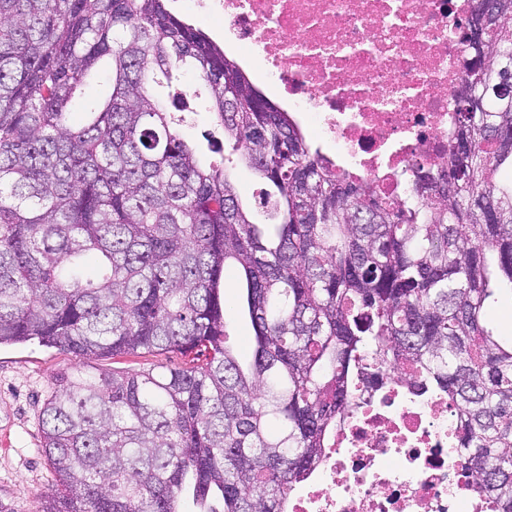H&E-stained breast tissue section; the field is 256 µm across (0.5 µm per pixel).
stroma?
<instances>
[{
  "mask_svg": "<svg viewBox=\"0 0 512 512\" xmlns=\"http://www.w3.org/2000/svg\"><path fill=\"white\" fill-rule=\"evenodd\" d=\"M73 363L35 341L0 347V512H35L52 491L40 411L52 379Z\"/></svg>",
  "mask_w": 512,
  "mask_h": 512,
  "instance_id": "obj_1",
  "label": "stroma"
}]
</instances>
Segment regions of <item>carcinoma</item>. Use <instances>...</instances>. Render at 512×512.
<instances>
[{
  "label": "carcinoma",
  "mask_w": 512,
  "mask_h": 512,
  "mask_svg": "<svg viewBox=\"0 0 512 512\" xmlns=\"http://www.w3.org/2000/svg\"><path fill=\"white\" fill-rule=\"evenodd\" d=\"M464 41L448 166L395 202L340 173L168 0H0V346L187 358L54 378L41 448L56 489L38 512H181L186 494L192 512H288L367 354L448 393L474 492L512 512V336L488 327L512 293V0H474ZM103 63L112 93L74 125ZM191 98L223 129L221 165L182 135ZM227 322L231 339L239 344L242 359H247L249 357L248 340L252 335V328L248 317L234 311L227 318Z\"/></svg>",
  "instance_id": "1"
}]
</instances>
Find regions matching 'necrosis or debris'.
<instances>
[{
    "label": "necrosis or debris",
    "mask_w": 512,
    "mask_h": 512,
    "mask_svg": "<svg viewBox=\"0 0 512 512\" xmlns=\"http://www.w3.org/2000/svg\"><path fill=\"white\" fill-rule=\"evenodd\" d=\"M289 111L303 114L341 170L398 201L417 172L445 163L453 90L469 49L472 0H190ZM288 512H501L475 495L447 393L412 391L405 371L374 364Z\"/></svg>",
    "instance_id": "1"
}]
</instances>
